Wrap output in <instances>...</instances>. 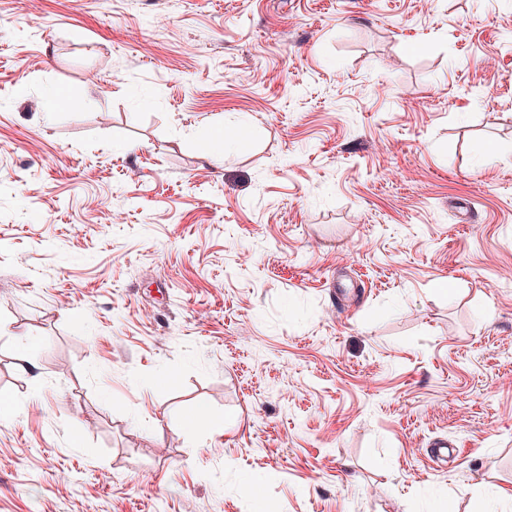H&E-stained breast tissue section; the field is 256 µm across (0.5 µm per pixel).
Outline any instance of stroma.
I'll return each instance as SVG.
<instances>
[{
	"instance_id": "obj_1",
	"label": "stroma",
	"mask_w": 512,
	"mask_h": 512,
	"mask_svg": "<svg viewBox=\"0 0 512 512\" xmlns=\"http://www.w3.org/2000/svg\"><path fill=\"white\" fill-rule=\"evenodd\" d=\"M0 392V512H512V0H0Z\"/></svg>"
}]
</instances>
